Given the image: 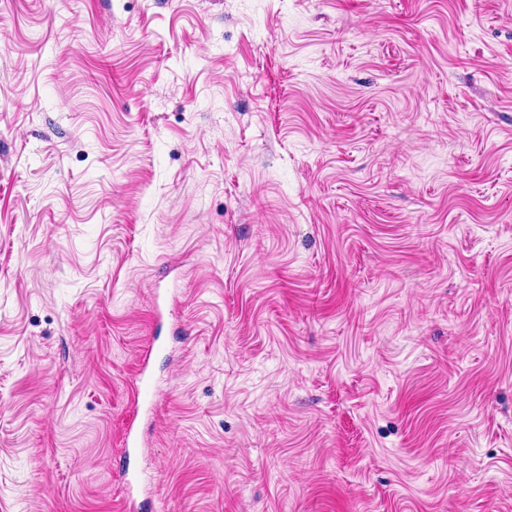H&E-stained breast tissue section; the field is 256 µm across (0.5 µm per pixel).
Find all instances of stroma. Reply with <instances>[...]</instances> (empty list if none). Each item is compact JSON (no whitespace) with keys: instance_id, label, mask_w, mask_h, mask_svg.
I'll list each match as a JSON object with an SVG mask.
<instances>
[{"instance_id":"obj_1","label":"stroma","mask_w":512,"mask_h":512,"mask_svg":"<svg viewBox=\"0 0 512 512\" xmlns=\"http://www.w3.org/2000/svg\"><path fill=\"white\" fill-rule=\"evenodd\" d=\"M131 493L512 512V0H0V512ZM148 361L149 354L147 352L142 359V368L133 391V404L137 413H139L140 408L152 410L157 404V387L147 371Z\"/></svg>"}]
</instances>
